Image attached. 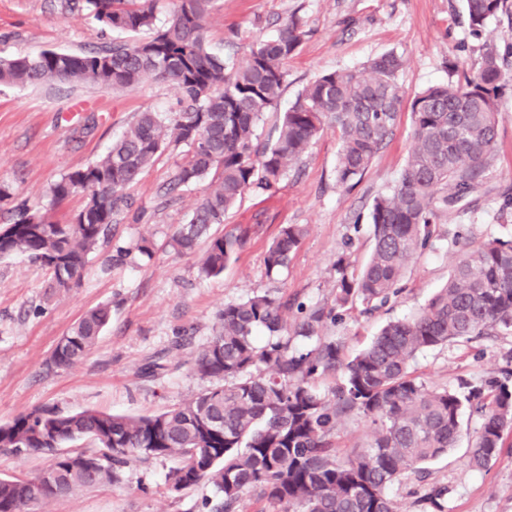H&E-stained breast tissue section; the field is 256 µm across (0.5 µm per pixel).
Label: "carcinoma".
Listing matches in <instances>:
<instances>
[{"instance_id": "cac0c4a2", "label": "carcinoma", "mask_w": 512, "mask_h": 512, "mask_svg": "<svg viewBox=\"0 0 512 512\" xmlns=\"http://www.w3.org/2000/svg\"><path fill=\"white\" fill-rule=\"evenodd\" d=\"M210 0H179L158 22L157 0H85L103 26L149 37L114 40L88 54L44 51L0 59V83L46 85L74 81L134 88L165 80L177 87L181 109L172 116L143 112L99 160L61 176L49 188L52 202L89 192L84 208L60 224L25 209L0 229V257L24 254L52 275L54 287L78 285L88 254L112 237V224L128 206L124 190L162 154L182 143L187 153L170 190L195 184L221 170L219 184L174 228L171 245L193 251L204 245L199 269L220 275L248 229L219 234L213 226L253 189L279 184L326 127L336 129V182L361 176L394 134L405 92L398 81L401 56L386 53L360 68L317 77L283 114L272 141L255 128L277 103L287 78L285 63L302 46L303 21L290 17L276 34L257 41L234 62L209 52L204 16ZM512 8L509 0H465L472 32ZM512 73L496 53L457 79L432 86L410 103L413 147L396 184L371 206L373 247L359 269L336 261L330 306H306L267 294L227 303L210 340L192 357L194 372L214 385L188 402L151 416H118L97 410L34 409L0 423V450L14 456L51 452L54 479L39 475L0 479V512L31 506L77 490L119 482L131 463L173 458L170 490L207 485L205 512H240L256 491L277 512H396L389 488L403 472L456 447L462 414L470 407L480 426L469 464L481 469L512 429V368L455 389L428 385L410 370L427 349L498 332L512 333V236L462 252L448 282L409 318L391 321L349 360L324 334L351 311L369 313L402 290L410 264L432 245L438 212L455 206L479 186L494 160L497 99ZM307 227H282L269 248L270 273L288 269ZM112 319V306L88 311L63 336L49 369H68L85 359ZM268 334L260 346L256 332ZM309 342L301 352L296 339ZM334 378L328 392L313 386ZM358 414L372 425L364 449L341 457L334 443L337 421ZM87 439L93 448L61 451Z\"/></svg>"}]
</instances>
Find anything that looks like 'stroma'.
I'll list each match as a JSON object with an SVG mask.
<instances>
[{
	"label": "stroma",
	"instance_id": "stroma-1",
	"mask_svg": "<svg viewBox=\"0 0 512 512\" xmlns=\"http://www.w3.org/2000/svg\"><path fill=\"white\" fill-rule=\"evenodd\" d=\"M293 15L304 21L307 36L288 62L277 107L258 124L264 137L316 77L361 67L391 51L404 60L399 81L410 98L447 82L450 63L476 69L489 49L512 65V15L491 18L476 37L463 0H212L204 18L206 46L216 55L242 59L255 41L272 37ZM113 38L84 0H0V58L47 49L87 53ZM498 104L495 158L481 188L441 218L432 246L410 265L402 293L381 309L327 328L345 358L364 349L389 321L416 313L446 281L464 246L512 235V208L502 207L512 198V85ZM180 108L177 91L164 81L134 89L76 82L0 85V188L7 192L0 201V227L22 204L69 222L86 195L79 191L55 205L51 184L103 157L139 113L172 114ZM412 146L406 110L392 140L361 178L341 186L338 136L325 129L277 190L247 192L226 214L223 231L241 226L249 233L223 274L206 279L199 275L201 252L179 253L168 241L215 188L218 176L209 174L178 196L168 195L166 186L186 153L185 145H168L126 188L130 207L118 216L112 241L89 255L78 286L54 287L49 274L25 255L0 259V421L44 406L148 416L196 397L211 382L192 371L191 353L212 336L225 304L264 293L309 305L332 303L338 256L347 255L357 268L368 260L371 205L395 183ZM286 224L307 225L308 233L287 271L271 274L265 256ZM144 237L153 243L149 258L135 251ZM117 244L132 250L121 262L112 259ZM104 303L112 306V321L92 353L72 368L47 369L58 340ZM161 353L167 371L144 375V365ZM510 359L512 334L500 333L425 350L412 368L430 385L454 388L459 380L496 374ZM478 427L477 418L463 415L457 446L391 487L398 512H512V434L507 447L475 469L469 445ZM172 465L168 458L136 462L125 468L120 483L52 499L31 512H197L205 488L172 493L167 482ZM434 488L446 491L437 505L429 498Z\"/></svg>",
	"mask_w": 512,
	"mask_h": 512
}]
</instances>
